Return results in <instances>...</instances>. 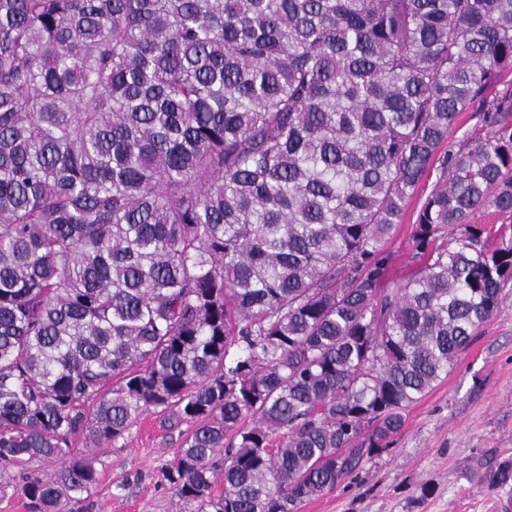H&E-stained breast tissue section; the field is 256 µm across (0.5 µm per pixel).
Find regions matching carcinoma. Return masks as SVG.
<instances>
[{
    "label": "carcinoma",
    "mask_w": 512,
    "mask_h": 512,
    "mask_svg": "<svg viewBox=\"0 0 512 512\" xmlns=\"http://www.w3.org/2000/svg\"><path fill=\"white\" fill-rule=\"evenodd\" d=\"M509 73L512 0H0V469L61 462L28 512L151 408L197 512L357 480L512 280V226L471 222L512 212ZM440 171L433 170L429 180L422 183L418 192L412 199L410 206L405 214L403 223L400 224L394 236L385 244V248L393 254L392 267L389 270L387 288H393L416 269V262L412 259V223L414 221V211L421 197L429 194L439 183Z\"/></svg>",
    "instance_id": "obj_1"
}]
</instances>
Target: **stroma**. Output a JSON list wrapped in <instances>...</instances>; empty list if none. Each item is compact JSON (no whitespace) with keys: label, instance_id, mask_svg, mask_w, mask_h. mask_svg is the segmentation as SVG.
I'll list each match as a JSON object with an SVG mask.
<instances>
[{"label":"stroma","instance_id":"35a3bbf8","mask_svg":"<svg viewBox=\"0 0 512 512\" xmlns=\"http://www.w3.org/2000/svg\"><path fill=\"white\" fill-rule=\"evenodd\" d=\"M413 212L388 240L393 255L388 286L416 268ZM190 431L170 427L161 409H149L113 441L72 446L96 460L98 479L71 512H194L163 473ZM512 457V281L500 303L458 356L446 378L406 411L389 451L366 460L354 483L305 500L297 512H504L512 492L478 483L474 457ZM59 463L34 460L0 475V512H27L25 475L53 476Z\"/></svg>","mask_w":512,"mask_h":512}]
</instances>
